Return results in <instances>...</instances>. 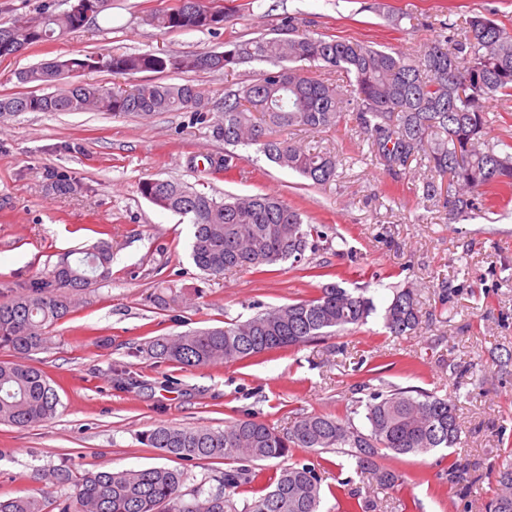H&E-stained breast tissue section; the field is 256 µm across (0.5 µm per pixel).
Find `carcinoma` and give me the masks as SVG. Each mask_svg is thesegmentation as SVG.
<instances>
[{"mask_svg": "<svg viewBox=\"0 0 512 512\" xmlns=\"http://www.w3.org/2000/svg\"><path fill=\"white\" fill-rule=\"evenodd\" d=\"M149 15L165 33L212 30L217 19L209 0H183ZM109 0H94L90 14L72 9L42 12L0 27V57L32 45L60 40L108 9ZM439 38L416 56L384 51L349 40H327L299 29L288 18L287 37H261L221 52L100 54L52 59L16 73L21 85L50 86V94L0 96V124L21 112H110L148 118L159 112L203 114L205 97L192 84L138 83L108 89L73 80L88 70L114 75L141 72L224 73L246 61L270 67L249 84L224 93L223 119L213 136L224 141V156L210 159L213 169H238V146H254L267 160L317 185L336 176V158L273 133L301 128L318 131L355 120L377 160L387 170L417 160L431 173L426 195L443 200L450 214L487 205L492 195L512 192V150L486 144L492 123L489 102L512 101V32L492 19L474 15L458 23L440 22ZM348 79L342 88L308 75L304 64ZM140 194L152 204L187 219L193 227L192 259L209 276L254 271L304 255L317 229L299 210L268 194H226L218 199L171 180L147 178ZM112 250L102 242L77 260L65 255L50 270L32 279L10 301L0 304V349L15 360L0 361V423L31 427L51 419L59 398L47 375L25 362L52 343L49 328L74 312V296L92 281L111 273ZM376 311L372 298L336 284L295 303L267 307L224 326L157 336L131 348L160 362L205 367L243 362L288 347L300 348L335 332L360 326ZM384 327L394 336L418 329L421 316L413 289L393 292L385 308ZM364 429L353 418L319 413L301 415L286 433L256 418L239 419L222 429L159 425L140 435L141 442L165 456L185 461L222 459L238 467L224 471L216 489L182 490L184 473L164 466L86 473L74 495L61 500L58 512H322L323 489L315 469L294 463L275 476L253 462L286 458L295 448L336 452L355 460L356 469L380 486L400 475L378 465L383 452L427 455L452 448L460 439L457 405L425 391L394 388L368 401ZM494 493L485 512H512V450L489 467ZM252 493L242 506L230 495ZM44 494L0 500V512H44Z\"/></svg>", "mask_w": 512, "mask_h": 512, "instance_id": "obj_1", "label": "carcinoma"}]
</instances>
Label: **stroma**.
<instances>
[{
    "mask_svg": "<svg viewBox=\"0 0 512 512\" xmlns=\"http://www.w3.org/2000/svg\"><path fill=\"white\" fill-rule=\"evenodd\" d=\"M175 0H111L108 10L68 37L0 58V95L19 92L18 70L49 59L102 53L221 51L281 35L285 17L304 18L328 39L418 54L436 37L437 22L475 14L512 31V0H232L234 15L216 31L169 34L147 21ZM401 24H394L396 15ZM423 25L411 29L409 17ZM259 61L233 71L167 74L208 99L204 119L162 112L152 119L107 112H26L0 124V303L65 253L99 242L112 247L111 273L50 329L49 348L29 362L50 378L56 415L33 427L0 424V499L48 487L45 512L74 494L95 470L162 465L183 471L185 489L217 487L223 460L192 462L141 444L159 424L214 429L254 416L287 430L304 413L345 416L359 385L388 391L413 387L454 399L462 420L456 451L472 485L448 481V451L382 457L401 474L392 487L357 471L353 459L298 448L293 458L315 465L325 491L324 512L352 498H371L377 512H482L490 488L482 476L512 448V203L492 202L452 222L441 202L424 195L431 175L411 163L390 172L370 153L354 125L307 131L292 141L336 155L334 181L315 185L240 148V172L210 168L224 143L212 134L224 110V91L253 81ZM146 178L181 181L223 196L270 193L304 214L322 233L300 262L264 273L205 277L193 264L191 227L144 199ZM77 184L64 193L57 181ZM335 283L366 289L377 308L366 324L301 349H281L233 365L183 368L149 357L130 361L131 347L191 329L247 318L256 306H281ZM414 288L424 321L410 336L386 333L381 312L394 288ZM183 294L166 307L163 289ZM134 363L137 382L120 389L111 368Z\"/></svg>",
    "mask_w": 512,
    "mask_h": 512,
    "instance_id": "1",
    "label": "stroma"
}]
</instances>
